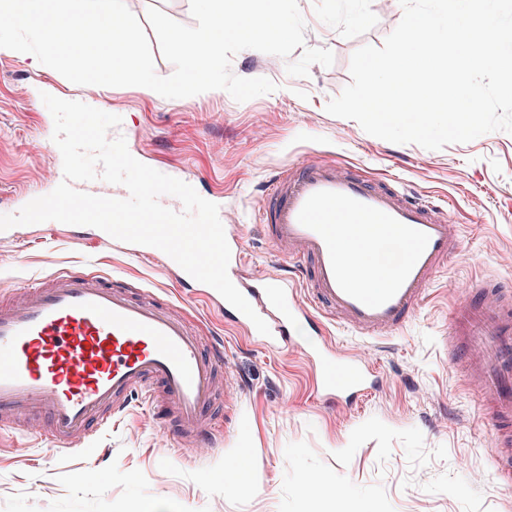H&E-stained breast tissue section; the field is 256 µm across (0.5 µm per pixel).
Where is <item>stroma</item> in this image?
<instances>
[{"label":"stroma","instance_id":"1","mask_svg":"<svg viewBox=\"0 0 512 512\" xmlns=\"http://www.w3.org/2000/svg\"><path fill=\"white\" fill-rule=\"evenodd\" d=\"M305 44L333 52L334 63L289 76L286 61L247 49L234 74L265 77L276 91L246 102L223 90L167 99L138 86L76 85L49 67L0 53V214L17 211L29 190L51 192L61 156L41 93L81 101L126 118L127 146L148 166L224 187L228 234L241 240L247 264L238 277L285 274L288 264L258 219L264 183L303 159L336 160L410 194L447 201L460 250L436 274L425 303L402 328L377 339L332 330L326 346L354 355L377 374L362 401H323L313 389L304 328L293 345H265L225 323L218 303L191 300L179 274L160 258L140 257L97 238L91 226H18L0 239V300L62 269L90 268L110 281H135L187 311L223 340L233 384L217 400L213 441L182 440L174 419L133 399L104 430L69 443L43 439L24 417L0 426V512H301L300 483L329 482L320 512L366 500L374 512H512V486L494 474L497 428L466 364L448 353L453 314L476 281L512 286V133L494 131L431 151L367 134L354 120L330 115L327 103L351 81L360 47L382 46L403 10L384 0H298ZM252 451L251 488L226 487L224 464Z\"/></svg>","mask_w":512,"mask_h":512}]
</instances>
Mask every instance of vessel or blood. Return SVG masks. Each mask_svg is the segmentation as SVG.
Returning a JSON list of instances; mask_svg holds the SVG:
<instances>
[{"instance_id": "obj_1", "label": "vessel or blood", "mask_w": 512, "mask_h": 512, "mask_svg": "<svg viewBox=\"0 0 512 512\" xmlns=\"http://www.w3.org/2000/svg\"><path fill=\"white\" fill-rule=\"evenodd\" d=\"M76 188L102 197L129 195L126 187L100 179ZM260 222L298 276L292 287L267 277L240 287L250 303L263 298L277 305L274 342H290L300 322L318 337L332 324L366 338L402 327L459 248L444 205L411 198L392 180L329 160L306 159L273 175ZM349 239L401 244L402 257L378 277H356L341 251ZM146 294L137 284L115 285L98 272L70 268L50 285H27L17 302L0 305V422L44 417L45 436L62 443L110 426V411L140 397L160 401L184 433L213 439L205 415L218 392L224 345L203 353V330ZM457 320L469 379L481 386L497 422L512 429V294L463 305ZM317 371L318 387L339 401L357 402L373 386L347 354H319ZM492 458L499 477L511 481L512 436H502Z\"/></svg>"}]
</instances>
